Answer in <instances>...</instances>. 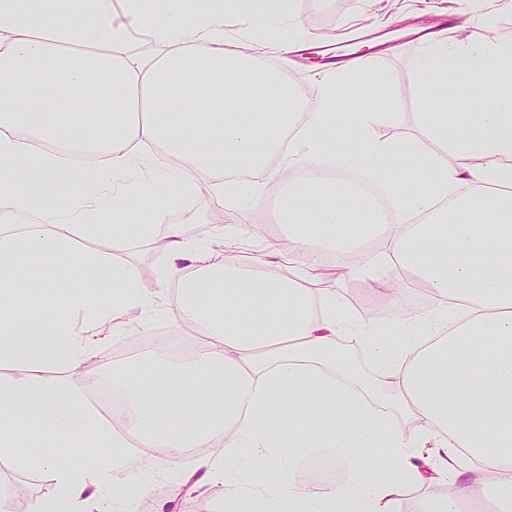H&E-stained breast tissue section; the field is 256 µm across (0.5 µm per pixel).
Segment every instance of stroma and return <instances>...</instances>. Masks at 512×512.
Listing matches in <instances>:
<instances>
[{"instance_id": "1", "label": "stroma", "mask_w": 512, "mask_h": 512, "mask_svg": "<svg viewBox=\"0 0 512 512\" xmlns=\"http://www.w3.org/2000/svg\"><path fill=\"white\" fill-rule=\"evenodd\" d=\"M457 8V0H322L317 6L312 5L311 0H295L301 36L294 41L260 37L257 32L248 31L245 24L232 19L226 20L224 28L230 42L249 39L265 64L287 63L289 83L306 91L305 103L309 106L315 103L323 65L329 60L327 47L339 43L349 31H364V38L345 45L343 51L371 56L372 73L369 82L353 85L351 95L343 99V109L347 112L362 110L374 89H382L387 101L380 109L385 116L373 126L372 136L383 141L418 132L416 114L421 109L423 95L416 86L415 69L423 45L409 39L412 24L434 28L441 16L450 15L455 27L445 35L449 44L470 37L512 42V0H487L484 13L474 17L457 15ZM302 176L301 166L281 167L277 183L264 188L260 201L249 198L237 201V224L248 240L245 254L252 265L265 266L267 256L261 251V244L283 233V226L278 222L277 189L295 183ZM167 221L183 225L187 236L198 243L209 242L216 217L207 191L172 194ZM126 232L127 247L116 259L135 269L147 270L143 286L160 291L165 310L156 322L157 329L177 330L186 340H194L193 328L176 320L182 303L177 287L160 284L165 263L163 253L141 238L138 224L127 223ZM323 285L335 291L360 315L376 319L390 334L410 332L415 317L433 305L429 295L413 294L395 308L375 295L365 280L337 279L330 273L326 274ZM158 354L151 335L126 324L120 335L108 332L101 336L99 347L87 365L98 369L102 378L109 381L114 370L128 366L136 358ZM137 457L138 475L149 490L131 503V512H219L220 501L211 493L178 489L184 473L195 470L197 456L171 460L155 449L141 447ZM54 490L50 470L22 469L12 459L0 458V496L5 498L9 512H34L37 499Z\"/></svg>"}]
</instances>
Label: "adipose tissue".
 <instances>
[{"label":"adipose tissue","instance_id":"ef3b65f1","mask_svg":"<svg viewBox=\"0 0 512 512\" xmlns=\"http://www.w3.org/2000/svg\"><path fill=\"white\" fill-rule=\"evenodd\" d=\"M293 14L283 0H0V206L52 227L0 235V361L80 367L90 386L100 375L83 364L97 337L75 331L74 313L107 320L135 309L141 332L150 331L159 296L132 266L113 262L126 247L124 225L105 220L116 212L138 219L146 240H163V282L180 286L179 319L199 335L190 363L151 360L113 380L127 404L125 429L41 377L0 378V456L47 466L56 483L36 512H115L146 493L129 476L133 433L173 457L210 449L204 484L223 488V512H396L404 487L428 482L448 491L425 512H463L487 499L512 512V45L432 41L417 84L447 79L455 60L490 81L489 108L452 111L441 97L416 115L422 139L379 141L371 128L380 113L341 111L368 55L333 63L300 123L282 69L224 47L225 16L261 30ZM140 29L156 54L133 53L130 34ZM427 139L447 145V155L428 152ZM151 147L171 159L173 186L205 177L217 203L259 195L280 161L312 172L279 200L290 233L266 252L280 274L167 223L168 199L127 178ZM335 155L387 177L409 159L425 180L388 177L395 209L380 225L355 187L318 178L321 159ZM76 233L104 240L109 252L75 253ZM369 237L383 245L358 262ZM321 246L346 259L347 276L392 301L427 285L436 304L417 335H386L319 287ZM19 266L38 299L24 314L10 288ZM73 267L109 275L92 294L51 301L61 271ZM348 335L377 381L337 355L338 337ZM31 422L56 438L55 454L28 435ZM82 436L113 451L94 491L66 461ZM316 448L348 466L346 479L318 493L294 470Z\"/></svg>","mask_w":512,"mask_h":512}]
</instances>
